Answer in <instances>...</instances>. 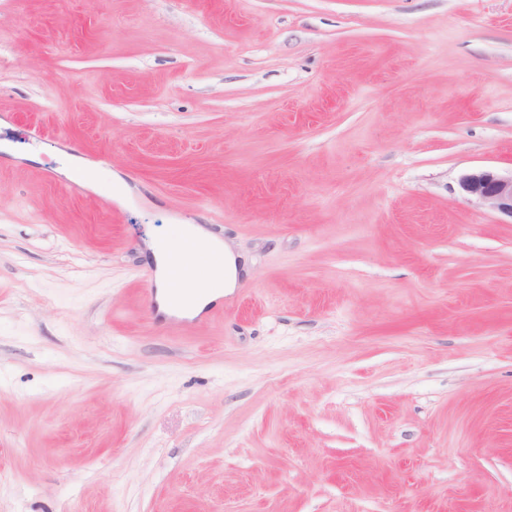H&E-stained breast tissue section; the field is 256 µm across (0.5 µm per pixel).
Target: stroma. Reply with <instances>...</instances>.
I'll return each instance as SVG.
<instances>
[{"label": "stroma", "instance_id": "35a3bbf8", "mask_svg": "<svg viewBox=\"0 0 512 512\" xmlns=\"http://www.w3.org/2000/svg\"><path fill=\"white\" fill-rule=\"evenodd\" d=\"M0 140V512H512V0H0ZM459 185L468 196L512 220V173L475 169L463 175ZM192 241L189 249H185L183 244L187 229L182 224L179 225L176 237L172 241H166L165 244L154 242L150 245L152 254L159 265V278L156 282V270L150 269L147 272L146 282L148 299L153 306L156 300L159 303L160 310L169 312V298L174 288H185L191 292L187 303L182 311L186 315L196 316L206 306L216 302L224 292L235 288L238 278V260L237 256L230 248L219 238L210 234L201 225L191 226ZM168 247L163 251V247ZM169 252H176L179 256L177 265L169 264ZM197 255H207L215 258L210 265V269L205 276H198L190 271L192 259ZM200 314L193 318L180 317L172 314L167 329L170 332H178L191 326Z\"/></svg>", "mask_w": 512, "mask_h": 512}]
</instances>
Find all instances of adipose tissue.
Masks as SVG:
<instances>
[{
	"label": "adipose tissue",
	"mask_w": 512,
	"mask_h": 512,
	"mask_svg": "<svg viewBox=\"0 0 512 512\" xmlns=\"http://www.w3.org/2000/svg\"><path fill=\"white\" fill-rule=\"evenodd\" d=\"M159 265L157 300L161 311H168L169 298L176 288L189 291L190 297L183 307L185 314L198 315L206 306L220 299L226 290L234 288L238 278V260L230 248L203 226L179 227L176 237L168 244L158 242L150 246ZM177 253L178 264H170V253ZM207 255L213 262L206 275L192 272L195 256Z\"/></svg>",
	"instance_id": "1"
}]
</instances>
